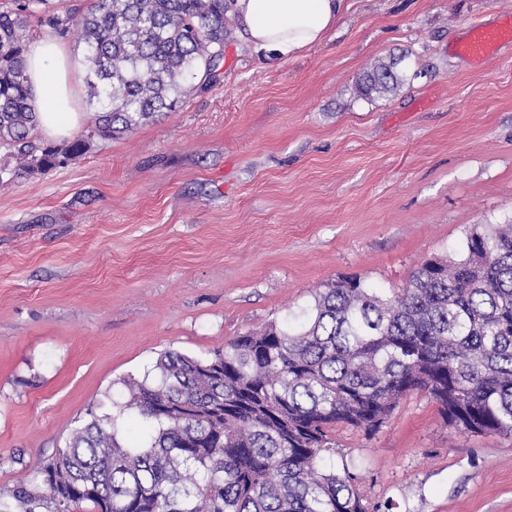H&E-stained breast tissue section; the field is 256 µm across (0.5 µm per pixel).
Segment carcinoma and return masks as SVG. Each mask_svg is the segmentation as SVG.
Instances as JSON below:
<instances>
[{"label":"carcinoma","mask_w":512,"mask_h":512,"mask_svg":"<svg viewBox=\"0 0 512 512\" xmlns=\"http://www.w3.org/2000/svg\"><path fill=\"white\" fill-rule=\"evenodd\" d=\"M234 0H93L76 14L48 0L0 4V150L29 171L83 154L183 101L186 83L224 58ZM79 31L87 131L63 148L36 143L25 55L31 20ZM403 81L394 65L363 74L365 96ZM155 378L125 381L152 433L118 439L88 411L52 460L32 467L0 512H368L353 466L323 463L339 426L377 432L424 393L444 423L512 435V224L466 234L460 254L417 265L387 294L360 276L320 289L298 329L275 322L207 358L168 352Z\"/></svg>","instance_id":"obj_1"}]
</instances>
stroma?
Masks as SVG:
<instances>
[{"mask_svg": "<svg viewBox=\"0 0 512 512\" xmlns=\"http://www.w3.org/2000/svg\"><path fill=\"white\" fill-rule=\"evenodd\" d=\"M295 59L240 29L180 107L47 172L0 176V489L51 461L89 409L123 443V379L166 351L205 358L302 321L344 276L403 287L476 225L512 221V45L485 66L454 48L512 0H351ZM399 60L403 83L359 77ZM370 505L512 512V436L446 425L426 395L374 434L340 427ZM403 81V74L397 71L394 64L381 63L363 74L359 83L362 95L372 93H388L396 89Z\"/></svg>", "mask_w": 512, "mask_h": 512, "instance_id": "1", "label": "stroma"}]
</instances>
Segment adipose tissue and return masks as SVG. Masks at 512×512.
<instances>
[{"instance_id":"ef3b65f1","label":"adipose tissue","mask_w":512,"mask_h":512,"mask_svg":"<svg viewBox=\"0 0 512 512\" xmlns=\"http://www.w3.org/2000/svg\"><path fill=\"white\" fill-rule=\"evenodd\" d=\"M350 8L349 0H236L237 19L256 50L296 58L321 43ZM70 48L59 38L44 37L26 56L31 95L38 111L37 132L59 141L83 120L76 107V70Z\"/></svg>"}]
</instances>
